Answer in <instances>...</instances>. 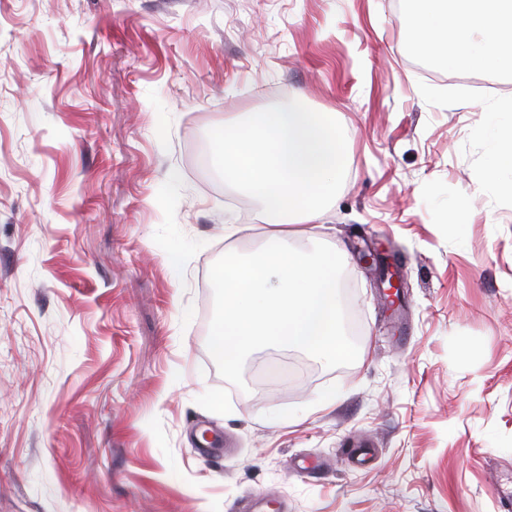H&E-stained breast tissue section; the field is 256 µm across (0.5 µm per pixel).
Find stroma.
I'll return each instance as SVG.
<instances>
[{
	"instance_id": "stroma-1",
	"label": "stroma",
	"mask_w": 512,
	"mask_h": 512,
	"mask_svg": "<svg viewBox=\"0 0 512 512\" xmlns=\"http://www.w3.org/2000/svg\"><path fill=\"white\" fill-rule=\"evenodd\" d=\"M420 60L395 0H0V512H500L512 196L483 126L512 80ZM294 99L346 133L314 234L359 354L261 349L241 389L207 282L263 222L191 147ZM361 262L365 269L381 271L379 285L388 304L392 307L390 302H399L401 296H404L406 288L399 264H384V252L381 250H369L368 253H364ZM386 283H388V287L384 288L383 285Z\"/></svg>"
}]
</instances>
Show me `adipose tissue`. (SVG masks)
<instances>
[{
    "label": "adipose tissue",
    "instance_id": "1",
    "mask_svg": "<svg viewBox=\"0 0 512 512\" xmlns=\"http://www.w3.org/2000/svg\"><path fill=\"white\" fill-rule=\"evenodd\" d=\"M417 51L435 63L467 72L512 74V0H407ZM512 98L497 103L484 129L488 144L487 182L512 173Z\"/></svg>",
    "mask_w": 512,
    "mask_h": 512
}]
</instances>
